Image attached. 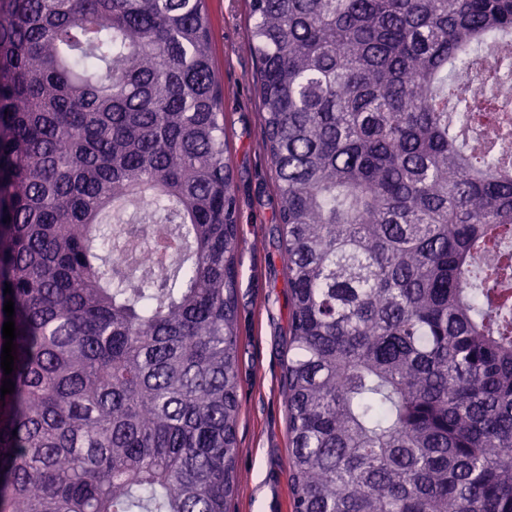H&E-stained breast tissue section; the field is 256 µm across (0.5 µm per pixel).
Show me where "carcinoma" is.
<instances>
[{
	"mask_svg": "<svg viewBox=\"0 0 512 512\" xmlns=\"http://www.w3.org/2000/svg\"><path fill=\"white\" fill-rule=\"evenodd\" d=\"M249 7L293 512H512V133L473 126L512 114V0ZM212 41L207 0H0V512H228L239 491ZM145 196L135 278L105 216Z\"/></svg>",
	"mask_w": 512,
	"mask_h": 512,
	"instance_id": "carcinoma-1",
	"label": "carcinoma"
}]
</instances>
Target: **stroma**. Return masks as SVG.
I'll return each instance as SVG.
<instances>
[{
	"mask_svg": "<svg viewBox=\"0 0 512 512\" xmlns=\"http://www.w3.org/2000/svg\"><path fill=\"white\" fill-rule=\"evenodd\" d=\"M215 67L224 93V141L234 172L241 247L237 256L240 490L230 512H293L288 481L284 360L289 294L276 221L278 182L258 136L262 123L257 62L245 42L248 0H209Z\"/></svg>",
	"mask_w": 512,
	"mask_h": 512,
	"instance_id": "obj_1",
	"label": "stroma"
}]
</instances>
